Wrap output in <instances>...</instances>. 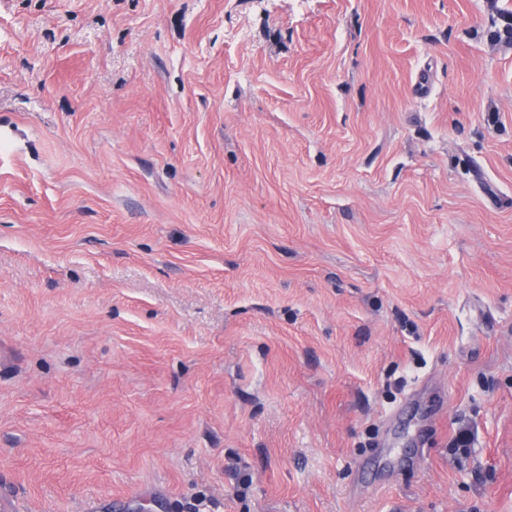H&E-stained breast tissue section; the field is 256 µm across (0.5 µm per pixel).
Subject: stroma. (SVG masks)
<instances>
[{
    "label": "stroma",
    "mask_w": 512,
    "mask_h": 512,
    "mask_svg": "<svg viewBox=\"0 0 512 512\" xmlns=\"http://www.w3.org/2000/svg\"><path fill=\"white\" fill-rule=\"evenodd\" d=\"M512 0H0V497L512 512Z\"/></svg>",
    "instance_id": "35a3bbf8"
}]
</instances>
